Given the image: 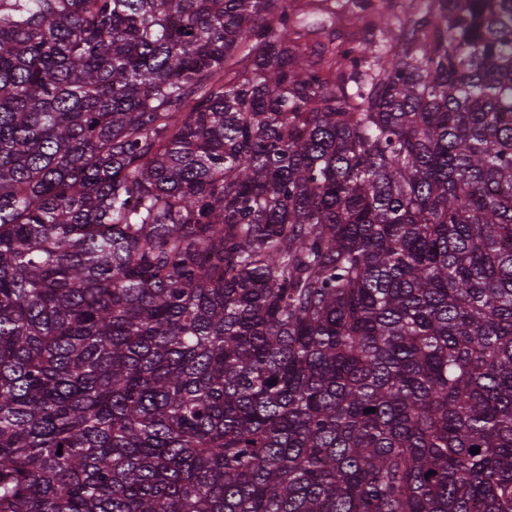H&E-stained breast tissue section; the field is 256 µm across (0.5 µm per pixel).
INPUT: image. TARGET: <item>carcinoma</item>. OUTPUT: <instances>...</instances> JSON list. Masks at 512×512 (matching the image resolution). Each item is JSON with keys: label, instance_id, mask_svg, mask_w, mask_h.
I'll use <instances>...</instances> for the list:
<instances>
[{"label": "carcinoma", "instance_id": "1", "mask_svg": "<svg viewBox=\"0 0 512 512\" xmlns=\"http://www.w3.org/2000/svg\"><path fill=\"white\" fill-rule=\"evenodd\" d=\"M353 4L0 0V512H512V0Z\"/></svg>", "mask_w": 512, "mask_h": 512}]
</instances>
